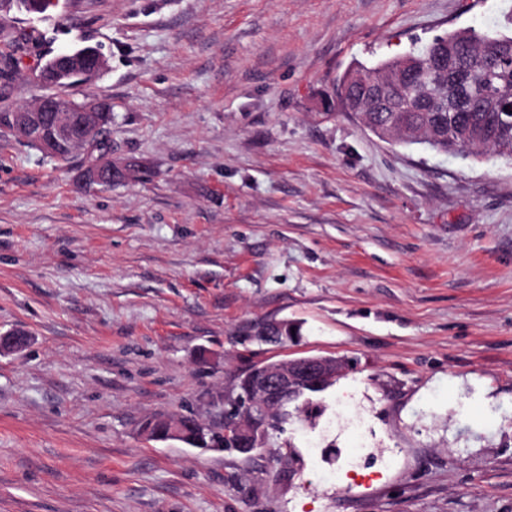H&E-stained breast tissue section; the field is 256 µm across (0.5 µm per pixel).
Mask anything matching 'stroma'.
I'll list each match as a JSON object with an SVG mask.
<instances>
[{
    "mask_svg": "<svg viewBox=\"0 0 512 512\" xmlns=\"http://www.w3.org/2000/svg\"><path fill=\"white\" fill-rule=\"evenodd\" d=\"M11 108L49 59L107 67L116 160L80 189L0 139V512H512V162L377 137L339 104L367 67L512 0H58L11 10ZM288 320L283 344L256 337ZM345 357L320 416L246 456L150 441L265 361ZM59 63L63 67H78L87 74L100 73L106 67L104 57L96 50L81 53L65 52L60 55Z\"/></svg>",
    "mask_w": 512,
    "mask_h": 512,
    "instance_id": "stroma-1",
    "label": "stroma"
}]
</instances>
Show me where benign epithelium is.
<instances>
[{
    "label": "benign epithelium",
    "instance_id": "benign-epithelium-1",
    "mask_svg": "<svg viewBox=\"0 0 512 512\" xmlns=\"http://www.w3.org/2000/svg\"><path fill=\"white\" fill-rule=\"evenodd\" d=\"M63 67L74 66L87 74H97L106 67L104 57L96 50L81 53L65 52L59 57ZM108 114L99 108L83 112L76 123H58L44 129L30 110L15 113L13 122L21 129L35 131L44 154L55 156L68 143L87 146L104 145L103 132ZM342 372L340 364L319 356L290 359L286 362H266L248 372L234 398L224 399V444L249 452L264 447V431L269 417L278 403L302 384L321 387L335 380ZM164 434L168 440H178L188 429L200 430L185 418L166 417Z\"/></svg>",
    "mask_w": 512,
    "mask_h": 512
}]
</instances>
